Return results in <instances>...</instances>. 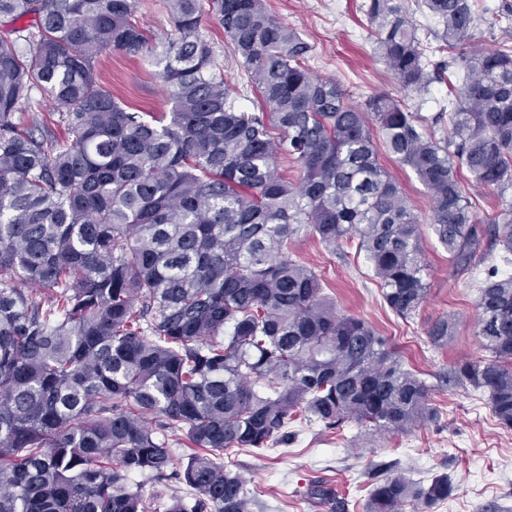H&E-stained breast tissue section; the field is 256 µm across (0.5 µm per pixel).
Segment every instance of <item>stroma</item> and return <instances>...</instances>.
Here are the masks:
<instances>
[{
  "label": "stroma",
  "mask_w": 512,
  "mask_h": 512,
  "mask_svg": "<svg viewBox=\"0 0 512 512\" xmlns=\"http://www.w3.org/2000/svg\"><path fill=\"white\" fill-rule=\"evenodd\" d=\"M267 2L273 14L312 44L311 72L335 79L352 103L384 91L424 118L440 112L438 86L425 92L403 89L379 59L366 0ZM202 32L232 99L248 111H260L259 95L222 28L208 17L202 21ZM466 46L512 51V16L499 15L492 24L478 21ZM95 66L113 95L132 110L170 111V97L155 66L116 53L99 55ZM291 251L322 277L340 312L365 319L391 338L406 367L434 386L432 402L439 418L403 433H381L356 422L327 429L299 420L292 425L295 436L288 446L241 448L225 454V465L245 479L257 500L253 512H365L373 483L400 472L426 484L438 476L449 477L452 493L430 512H512V429L493 417L486 393L448 383L457 361L484 354L474 335L479 311L470 274L453 273L447 251L431 230H424L427 300L413 318L405 320L384 305L356 242L331 250L305 235L294 241ZM449 317L456 321L454 336L443 345H433L427 336L429 327ZM315 481L335 489L336 504L307 497L306 490Z\"/></svg>",
  "instance_id": "stroma-1"
}]
</instances>
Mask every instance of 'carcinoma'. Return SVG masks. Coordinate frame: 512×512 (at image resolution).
Here are the masks:
<instances>
[{
  "mask_svg": "<svg viewBox=\"0 0 512 512\" xmlns=\"http://www.w3.org/2000/svg\"><path fill=\"white\" fill-rule=\"evenodd\" d=\"M440 39L464 43L471 0H423ZM136 0H0V512H249L233 448L288 442L300 418L403 432L438 418L431 386L387 337L341 314L320 276L292 257L310 235L358 240L381 297L408 319L427 298L421 219L379 160L410 169L429 228L453 267L479 271L475 336L488 356L453 367L488 392L512 428V276L480 270L477 223L512 264V53L462 56L449 85L448 138L401 100L360 104L306 68L312 45L266 0H167L174 36L154 38ZM213 16L264 109L239 112L201 35ZM387 70L412 91L445 81L400 0H369ZM31 17L23 27L14 22ZM159 68L172 109L131 112L103 85L104 52ZM46 94L65 136L30 116ZM299 165L296 183L278 156ZM502 202L478 218L460 170ZM455 324L428 329L440 345ZM198 448L173 465L170 437ZM174 478L195 492L146 496L131 483ZM440 476L374 485L366 512L447 498Z\"/></svg>",
  "mask_w": 512,
  "mask_h": 512,
  "instance_id": "obj_1",
  "label": "carcinoma"
}]
</instances>
